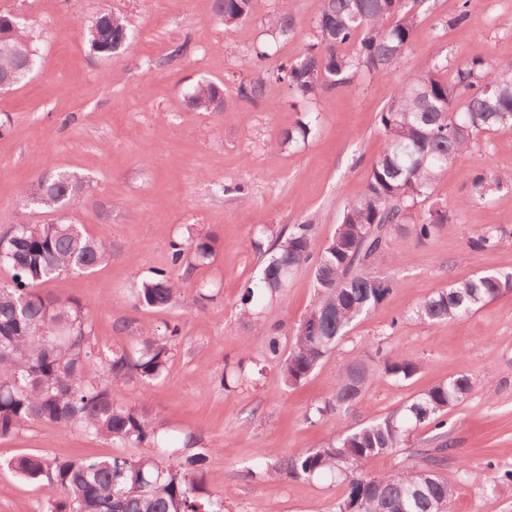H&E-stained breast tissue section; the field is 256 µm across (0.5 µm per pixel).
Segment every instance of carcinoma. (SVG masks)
I'll return each mask as SVG.
<instances>
[{
  "instance_id": "cac0c4a2",
  "label": "carcinoma",
  "mask_w": 512,
  "mask_h": 512,
  "mask_svg": "<svg viewBox=\"0 0 512 512\" xmlns=\"http://www.w3.org/2000/svg\"><path fill=\"white\" fill-rule=\"evenodd\" d=\"M253 0H214L212 11L235 26L246 21ZM425 0H323L314 21L313 38L295 60L282 62L276 79L293 95L311 100L323 90L350 85L360 72L392 71L410 48L417 26L414 6ZM481 0H462L451 25L471 21ZM269 24L280 38L296 31L298 22L290 0ZM90 46L98 53L116 52V40L127 43L125 19L103 11L84 22ZM0 41L14 48L0 52V79L18 84L29 77L28 58H37L33 28L10 13H0ZM268 57L265 44L254 46L243 66L258 74ZM260 76L242 84L238 96L255 103L264 97ZM200 112L228 110L224 87L206 81L189 96ZM317 117L298 120L269 147L270 155L299 146L316 127ZM383 148L371 164L361 194L343 210L334 234L318 256L311 251L310 224H294L277 237L261 274L242 295V315L256 318L254 300L269 299L286 287L290 272L312 264L315 302L294 330L291 349L280 364L286 386L305 381L346 336L360 317L380 305L395 283L365 271L368 261L391 241L431 237L452 223L448 209L432 203L419 221L412 210L428 201L437 183L448 174L455 157L499 130L512 129V67L500 69L474 57L448 70V64L428 60L413 81L400 86L379 112ZM512 186V173H492L473 182L482 197ZM83 189L76 176L60 171L40 178L31 195L43 209L57 210L75 200ZM4 241L0 264L12 270V283L0 285V438L15 434L25 423L53 422L86 435L133 447L157 440V426L143 411L118 397L114 382H150L160 378L169 361L170 337L142 332L133 351H101L91 340L92 322L77 301L42 294L39 285L68 274H90L112 258V247L89 236L78 224H24ZM213 239L206 234L187 247L176 246L173 264L183 263L186 250L195 260L212 255ZM512 291V273L490 272L458 281L417 304L409 317L440 324L465 315ZM176 288L161 269L141 282L138 301L164 309ZM280 324L273 323L266 339L267 354L280 355ZM104 355L110 381L84 376L87 362ZM422 363L401 356L386 357L381 370L409 380ZM372 376L362 359L347 361L329 396L307 420L337 417L355 408ZM472 389L461 374L430 387L402 408L371 423L348 428L316 450L283 458L273 469L290 477L333 473L347 482L345 498L334 512H450L454 487L431 467L411 465L388 476H367L362 464L402 447L412 428L439 427L448 410ZM207 455L200 451L176 468H162L153 458L111 456L75 460L21 457L8 467L23 477L45 482L59 498L47 512H224V498L212 496L200 475Z\"/></svg>"
}]
</instances>
